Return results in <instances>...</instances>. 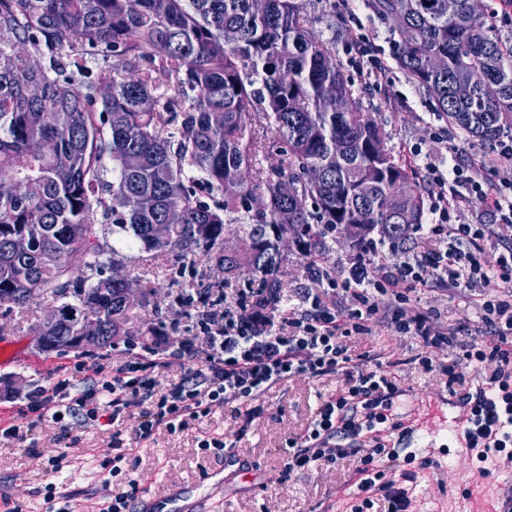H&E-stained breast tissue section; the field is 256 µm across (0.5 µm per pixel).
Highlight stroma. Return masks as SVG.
<instances>
[{
    "mask_svg": "<svg viewBox=\"0 0 512 512\" xmlns=\"http://www.w3.org/2000/svg\"><path fill=\"white\" fill-rule=\"evenodd\" d=\"M354 9L356 16L351 19L334 12L327 0H310L308 5L314 28L335 38L338 60H345L344 49L352 42L375 43L385 68L383 77L368 84L356 68H349L348 73L363 91L365 110L384 130L386 148L406 169L410 182L427 192L425 170L412 150L423 147L431 164L447 168L449 153L429 139L430 127L441 125L442 120L425 92L397 69L388 23L365 8L362 0H356ZM124 269L149 293L147 305L136 308L128 325L135 336L131 343L122 340L103 350L43 352L34 340L44 319L43 306L35 302L23 309L0 306V344L8 350L0 357V512H49L54 503L70 504L72 512H102L116 495L162 496L174 487L189 497H199L211 490L203 480L204 472L219 464L224 467L229 492L223 512H350L354 461L325 463L289 476L284 473L287 439L304 433L321 399L343 389L342 376L291 378L260 398L261 411L251 420L234 418L230 409L217 407L184 433L160 430L142 443L135 439L139 418L131 416L122 435L130 453L118 464L121 472L117 475L112 472L116 465L112 462V428L106 420L92 422L74 412L56 423L32 405V394L53 388L60 377L78 386L84 380L83 368H109L142 352L152 341L147 333L150 326H163V348L198 342L209 315L223 312L225 295L251 288L244 275L226 283L223 293L213 292L221 272L204 261L183 266L171 254L149 261L130 258ZM282 285L285 299L293 304L311 288L338 311L350 306L341 291L313 282L306 259L294 250L288 253ZM375 301L379 321L371 334L350 337L347 344L365 368L382 364L403 391L400 402L416 428L410 433L391 431L388 447L435 462L434 467L414 472L413 512H497L512 484V467H497L493 478H480L470 450L461 447L437 417L443 408L458 416L463 413L459 396L450 391L444 373L445 367L458 364L459 349L427 348L416 337L396 333L385 323L391 296L379 294ZM413 302L423 309L439 310L443 319L454 324L470 327L481 320L480 310L444 283L414 293ZM425 356L431 366L422 364ZM11 425L21 428L23 439L3 435V428ZM213 432L234 443L232 457L221 462L212 451L199 448L198 437ZM62 449L67 457L61 469H53L52 461Z\"/></svg>",
    "mask_w": 512,
    "mask_h": 512,
    "instance_id": "obj_1",
    "label": "stroma"
}]
</instances>
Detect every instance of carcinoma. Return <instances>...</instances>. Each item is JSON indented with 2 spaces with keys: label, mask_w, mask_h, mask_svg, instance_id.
<instances>
[{
  "label": "carcinoma",
  "mask_w": 512,
  "mask_h": 512,
  "mask_svg": "<svg viewBox=\"0 0 512 512\" xmlns=\"http://www.w3.org/2000/svg\"><path fill=\"white\" fill-rule=\"evenodd\" d=\"M470 3L366 0L399 36V69L492 148L512 139V38ZM331 56L301 0H0V305L57 304L56 350L130 335L136 283L105 275L122 253L101 242L96 204L140 259L249 272L258 315L282 301L288 232L309 260L333 231L359 250L374 234L412 239L423 197ZM35 139L49 152L31 153ZM272 141L279 161L265 167ZM76 257L91 275L71 279Z\"/></svg>",
  "instance_id": "cac0c4a2"
}]
</instances>
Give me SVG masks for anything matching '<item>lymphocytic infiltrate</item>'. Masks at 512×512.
Wrapping results in <instances>:
<instances>
[{
	"label": "lymphocytic infiltrate",
	"mask_w": 512,
	"mask_h": 512,
	"mask_svg": "<svg viewBox=\"0 0 512 512\" xmlns=\"http://www.w3.org/2000/svg\"><path fill=\"white\" fill-rule=\"evenodd\" d=\"M429 137L448 145L455 158L448 170L426 168L429 210L435 217L429 233L438 247L406 258L393 276L382 260L355 262L339 282L352 301L348 314L309 291L299 304L284 305L276 323L263 327L248 316L239 297L225 302L222 319L206 327L201 344H183L157 358L141 356L109 371L94 368L92 388L75 398L66 394L68 380H60L54 392H37L34 405L56 418L78 408L90 420L106 419L118 432L135 414L140 418L136 435L145 441L161 428L172 434L189 430L217 406L252 417L254 401L273 387L296 376L336 372L344 376L345 390L324 399L308 430L287 440L286 471L356 457L352 512H370L378 497L386 502V512H408L412 500L403 482L411 474L398 467L416 462L425 469L431 461L386 446L384 436L395 426L402 391L388 374L356 363L346 344L347 337L370 333L376 314L373 295L391 285L399 303L390 319L396 333L418 337L429 347L459 346L460 359L468 364L495 362L486 386L464 393L463 399L471 446L483 463L480 475L491 474L486 461L511 464L512 248L495 264H482L476 249L490 226L474 223L470 207L481 204L496 224L512 225V146H503L504 162L492 186L484 178L483 161H457L458 148L449 145L445 128H431ZM436 280L473 292L484 327L471 332L469 340L461 339V327L440 326L411 307V293ZM174 365L183 368V377L166 393H157L159 375Z\"/></svg>",
	"instance_id": "obj_1"
}]
</instances>
